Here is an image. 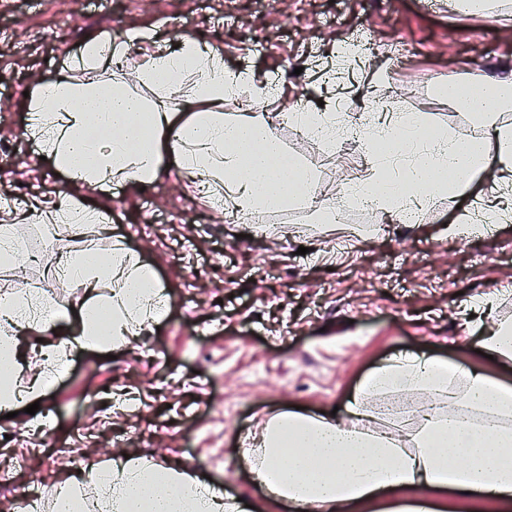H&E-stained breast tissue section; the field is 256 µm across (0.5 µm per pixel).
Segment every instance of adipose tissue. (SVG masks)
<instances>
[{"label":"adipose tissue","instance_id":"adipose-tissue-1","mask_svg":"<svg viewBox=\"0 0 512 512\" xmlns=\"http://www.w3.org/2000/svg\"><path fill=\"white\" fill-rule=\"evenodd\" d=\"M131 33L124 42L94 34L71 58L68 72L36 87L27 133L39 152L66 174L71 187L88 194L112 186L141 187L163 161L205 193L212 207L242 211L280 208L297 200L277 161L283 152L265 119L253 111L225 120L226 99L247 94L263 102L265 90L251 77L224 68L214 48L182 35L176 50L161 49L134 70L148 89L180 96L198 112L152 104L134 96L124 78L98 82L128 46L149 41ZM90 73L81 82L75 75ZM483 128L471 139L443 136L420 142L425 114L396 113L387 119L385 146L371 157L364 184L392 218L414 203L456 197L478 172H490L491 188L479 210L453 216L461 223L512 220V78L488 84L480 101H469ZM32 212L65 228L72 241L64 273L84 290L78 313L26 288L0 293V410L42 399L54 386L70 351L130 348L164 319L168 297L154 270L122 243L105 245L108 229L100 211L62 194L37 202ZM52 328L44 360L25 368L19 333ZM419 393L425 402L418 422L378 424L383 396ZM512 384L481 369L459 368L422 355L384 361L358 386L342 416L322 417L283 409L269 417L255 440L249 466L268 501L290 512H347L381 498L400 501L401 512H439L454 497L470 512H512ZM56 512H250L178 463L158 464L115 453L89 463L81 474L57 484Z\"/></svg>","mask_w":512,"mask_h":512}]
</instances>
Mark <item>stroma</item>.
Masks as SVG:
<instances>
[{"instance_id": "35a3bbf8", "label": "stroma", "mask_w": 512, "mask_h": 512, "mask_svg": "<svg viewBox=\"0 0 512 512\" xmlns=\"http://www.w3.org/2000/svg\"><path fill=\"white\" fill-rule=\"evenodd\" d=\"M500 11L495 21L459 13L451 0H0V145L8 147L0 155V206L21 208L68 185L26 135V93L56 79L90 34L119 40L147 28L170 48L187 32L220 50L225 69L282 85L262 109L269 130L289 159L314 171L331 202L357 155L300 139L279 115L331 96L325 73L337 46L357 38L373 47L343 88L351 111L394 90L408 111L429 113L456 137H476L473 112L438 95L464 74L512 77V0H502ZM155 45L131 46L130 63ZM404 45L413 52L402 66L396 49ZM487 188L478 174L456 201L430 200L415 224L349 209L341 223L322 224L297 205L228 224L171 166L144 191L84 196L107 213L113 239L155 270L169 312L138 350L73 351L70 371L36 414L0 419L8 436L0 470L42 493L41 512H56L51 490L71 472L68 462L45 459L57 448L102 460L107 449L123 448L178 462L222 492L258 501L246 462L258 423L286 407L319 415L345 407L386 359L437 357L512 383L511 365L479 353L486 328L512 320V222L489 232L472 225L464 244L446 228L455 206L473 207ZM17 235L32 258L0 270V289L49 290L67 239L41 222L18 225ZM336 238L353 245L333 249ZM302 246L307 254H299ZM482 299L491 308L474 310ZM95 392L104 400L92 409ZM43 418L52 434H29Z\"/></svg>"}]
</instances>
